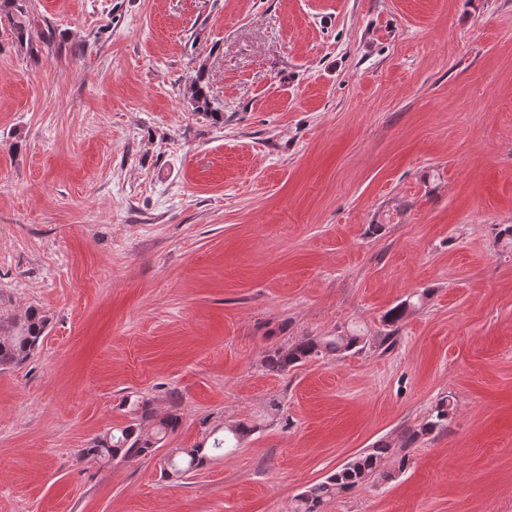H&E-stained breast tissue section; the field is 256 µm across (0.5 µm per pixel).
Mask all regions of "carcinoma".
<instances>
[{
    "instance_id": "cac0c4a2",
    "label": "carcinoma",
    "mask_w": 512,
    "mask_h": 512,
    "mask_svg": "<svg viewBox=\"0 0 512 512\" xmlns=\"http://www.w3.org/2000/svg\"><path fill=\"white\" fill-rule=\"evenodd\" d=\"M12 26L19 42H27L29 52H34L33 34L26 24V0H10ZM193 111L214 122L224 120V112L219 107L214 91L204 74H199L189 96ZM410 304L403 301L390 308L383 315V324L394 327L408 314ZM48 318L35 308H29L20 319L0 320V367L22 364L42 342ZM361 335L354 330L340 332L335 336H304L285 349L276 348L265 356V367L282 373L311 358L349 352L360 344ZM450 403L442 400L430 413L427 421L418 430L405 434L404 447L409 448L424 435H429L448 425ZM131 423L112 430V433L93 439L89 446L80 450L83 458L90 461L100 459H136L150 456L157 448L162 436L175 431L179 417L170 413L156 418L155 411L146 399H135L129 403ZM253 431V427L239 423L224 430V435L216 437L211 447L199 443L182 449V455L167 464L171 474H185L194 471L207 461L208 451H224L239 447ZM390 444L380 441L369 451L355 457L337 469L326 480L310 486L298 495L292 512H320L329 499L352 489L372 477L387 478L389 473L382 470V463L391 454Z\"/></svg>"
}]
</instances>
